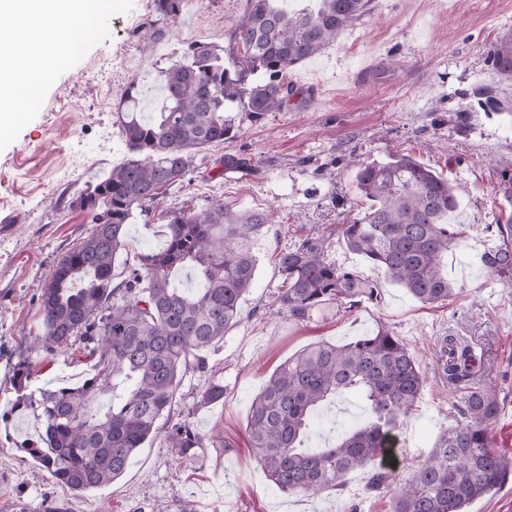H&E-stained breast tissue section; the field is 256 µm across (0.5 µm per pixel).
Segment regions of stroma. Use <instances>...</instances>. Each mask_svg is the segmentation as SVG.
Segmentation results:
<instances>
[{
	"mask_svg": "<svg viewBox=\"0 0 512 512\" xmlns=\"http://www.w3.org/2000/svg\"><path fill=\"white\" fill-rule=\"evenodd\" d=\"M374 4L365 22L288 71L286 83L301 93L283 111L209 148L210 161L230 154L245 169L221 179L195 171L136 212L115 260L119 278L127 260L158 245L162 212L201 210L219 199L270 221L254 244L259 263L241 320L209 356L224 381L223 402L198 406L208 384L203 374L187 373L177 390L174 420L191 419L204 436L197 456L180 458L159 432L120 479L79 500L25 458L19 445L36 438L38 425L11 410L20 362L30 365L35 387L75 383L88 370L69 354L32 347L40 288L61 254L92 230L76 198L127 156L115 122L127 83L152 84L186 41L229 46L246 0H203L176 18L161 14L158 0H134L128 13L111 18L109 39L56 80L37 117L0 151V512H39L51 501L69 503L72 512H393L391 493L367 491L365 471L318 496L281 492L254 463L246 435L253 398L286 359L318 341L347 344L382 324L413 352L426 378L397 431L389 461L397 478L424 463L439 434L461 419L467 390L448 387L433 357L443 336L471 342L485 382L498 390L492 434L503 439L512 426V274L488 272L479 257L498 234L496 163L512 159V111L495 110L475 90L498 82L489 55L512 35V0ZM157 25L166 30L159 39ZM396 151L441 172L459 192L451 221L464 234L448 261L454 297L424 305L385 281L380 302L330 308L305 321L289 317L276 300V255L359 211L353 158L382 161ZM361 417L352 399L324 409L310 446H323Z\"/></svg>",
	"mask_w": 512,
	"mask_h": 512,
	"instance_id": "obj_1",
	"label": "stroma"
}]
</instances>
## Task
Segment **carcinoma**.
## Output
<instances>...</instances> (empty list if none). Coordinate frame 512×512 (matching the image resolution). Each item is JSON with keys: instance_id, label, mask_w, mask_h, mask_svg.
Returning a JSON list of instances; mask_svg holds the SVG:
<instances>
[{"instance_id": "carcinoma-1", "label": "carcinoma", "mask_w": 512, "mask_h": 512, "mask_svg": "<svg viewBox=\"0 0 512 512\" xmlns=\"http://www.w3.org/2000/svg\"><path fill=\"white\" fill-rule=\"evenodd\" d=\"M292 2L247 0L227 49L187 42L179 59L160 71L163 101L152 112L145 111L139 81H130L116 112L129 156L76 199L93 230L62 255L42 286L35 343L49 354L72 351L90 364V373L77 384L32 389L30 369L20 364L11 408L40 424L37 439L20 449L76 497L120 478L165 425L169 447L181 458L195 456L204 437L187 419L172 422L183 375L209 376L200 405L224 399L208 352L240 321L258 266L254 241L268 215L237 214L219 200L200 211L170 210L160 215L159 244L138 254L119 282L114 262L134 210L208 168L202 152L235 135L238 127L224 115L229 106L241 124L282 110L292 95L286 72L373 10V0ZM494 66L502 80L512 81V37L496 45ZM355 167V187L368 206L337 225L338 238L418 302L448 301L455 286L445 262L461 239L457 225L448 223L460 204L455 186L402 152ZM499 191V243L481 263L493 273H512V162L499 171ZM330 245V237L310 234L278 254L277 300L288 316L305 320L330 306L352 310L380 301L379 282L329 261ZM187 268L195 288L175 282ZM436 363L449 383L470 387L464 421L448 428L399 485L392 486L377 461L396 447L395 431L416 407L425 377L385 325L345 345H310L276 369L247 421L254 462L283 492L319 495L367 470V489L393 490L394 512H468L512 478V457L493 448L490 434L500 401L492 386L475 385L480 361L465 341L448 337ZM344 396L357 397L366 418L326 448L304 447L318 410Z\"/></svg>"}]
</instances>
